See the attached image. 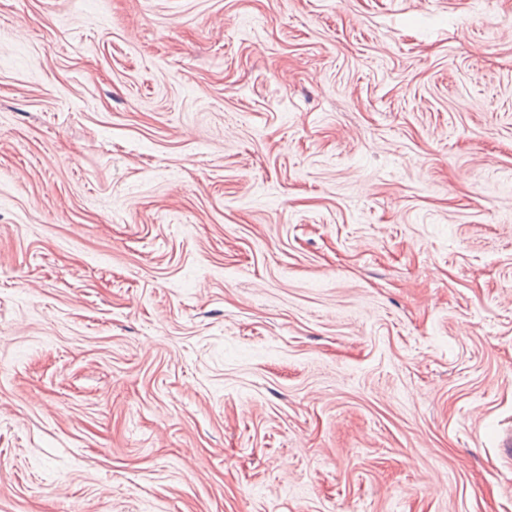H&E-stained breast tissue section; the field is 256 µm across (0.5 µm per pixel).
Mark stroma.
<instances>
[{
	"instance_id": "obj_1",
	"label": "stroma",
	"mask_w": 512,
	"mask_h": 512,
	"mask_svg": "<svg viewBox=\"0 0 512 512\" xmlns=\"http://www.w3.org/2000/svg\"><path fill=\"white\" fill-rule=\"evenodd\" d=\"M512 0H0V512H512Z\"/></svg>"
}]
</instances>
